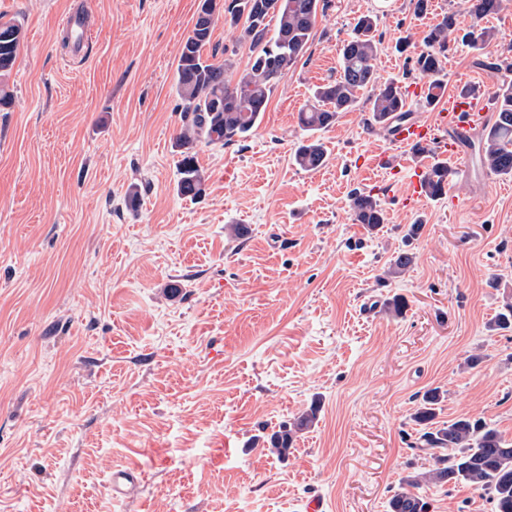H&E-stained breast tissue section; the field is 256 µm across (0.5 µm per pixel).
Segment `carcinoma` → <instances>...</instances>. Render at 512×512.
Masks as SVG:
<instances>
[{
    "label": "carcinoma",
    "instance_id": "cac0c4a2",
    "mask_svg": "<svg viewBox=\"0 0 512 512\" xmlns=\"http://www.w3.org/2000/svg\"><path fill=\"white\" fill-rule=\"evenodd\" d=\"M224 24L242 26L241 37L249 42V66L239 73L233 63L217 59L219 49L211 43L216 9L207 12L205 27L194 28L182 44L177 59L176 84L181 100V127L177 137L183 149L180 161L178 193L195 198L202 193L203 175L194 154L196 142L230 145L248 138L261 124L273 88L288 74L308 50L321 0H220ZM469 13L477 20L496 12L501 0H466ZM376 18L363 16L340 50L336 78L316 87L314 97L327 105L300 114V123L310 139L301 143L294 160L305 170L324 166L327 151L318 131L336 122L359 101V93L379 87L371 102L372 120L386 124L389 115L398 111L405 88L394 82L378 84L375 61L378 44ZM454 32V21L445 15L425 38V47L416 55L414 69L428 79L431 89L440 87L443 59ZM22 39L21 26L0 20V107L12 104L7 77L15 62ZM462 40L484 48L494 40L486 28L470 31ZM496 112L494 122L483 132L479 143L481 164L489 171L512 176V83L498 88L492 98ZM448 169L437 165L425 178L433 192L441 190ZM350 205L355 221L372 228L384 223V212L371 195L353 190ZM492 330L512 328V301L506 300L489 323ZM440 394L432 390L424 395L413 416L421 426L418 443L429 451L430 469L404 480L406 488L390 500L391 512H427V503L409 488L423 484H457L464 482L488 497L495 512H512V442L481 419L458 417L442 426L435 425ZM317 408L300 415L293 428L271 438V447L283 451L293 442V433L307 428L316 419Z\"/></svg>",
    "mask_w": 512,
    "mask_h": 512
}]
</instances>
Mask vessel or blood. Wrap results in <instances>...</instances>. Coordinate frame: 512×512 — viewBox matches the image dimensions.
Here are the masks:
<instances>
[{
  "label": "vessel or blood",
  "mask_w": 512,
  "mask_h": 512,
  "mask_svg": "<svg viewBox=\"0 0 512 512\" xmlns=\"http://www.w3.org/2000/svg\"><path fill=\"white\" fill-rule=\"evenodd\" d=\"M62 26L72 36L76 47L88 43L92 21L88 16L71 13ZM484 90L476 85L439 96H432L427 87L418 90V102L435 107L434 121L426 122L415 115L397 112L388 121L385 130L388 142L397 150L396 155H377L375 170L397 167L404 177L406 187L401 194L404 206H415L425 196L422 177L434 160L442 159L448 164L449 173L472 169L474 153L472 136L482 131L489 123L490 115L485 110ZM142 480L139 469L112 467L109 491L114 499H122L136 488Z\"/></svg>",
  "instance_id": "vessel-or-blood-1"
}]
</instances>
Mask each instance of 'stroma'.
I'll return each mask as SVG.
<instances>
[{
  "label": "stroma",
  "mask_w": 512,
  "mask_h": 512,
  "mask_svg": "<svg viewBox=\"0 0 512 512\" xmlns=\"http://www.w3.org/2000/svg\"><path fill=\"white\" fill-rule=\"evenodd\" d=\"M430 2L329 0L258 129L196 144L191 199L176 65L200 0H0L24 32L0 110V512H304L315 495L329 512H389L432 465L411 416L434 388L438 422L479 417L512 439V329L487 328L512 295V177L491 186L478 166L403 207L366 167L393 148L364 99L319 131L322 168L293 157L298 114L360 16L377 19L380 80L404 86L443 15L473 25L464 0ZM69 12L98 21L81 54L62 45ZM482 25L490 47L449 43L446 91L512 82V0ZM487 55L501 67L477 66ZM355 189L384 224L355 221ZM402 250L412 266L388 274ZM111 463L144 474L121 501ZM421 493L429 512H493L464 483ZM316 414L317 408L312 407L310 408L309 411H306L305 413L300 415L293 423V430L288 429V432H282L271 438V447L279 451H283L286 448H290L293 442V431L294 433H297L298 431H302L303 429L307 428L316 419Z\"/></svg>",
  "instance_id": "stroma-1"
}]
</instances>
